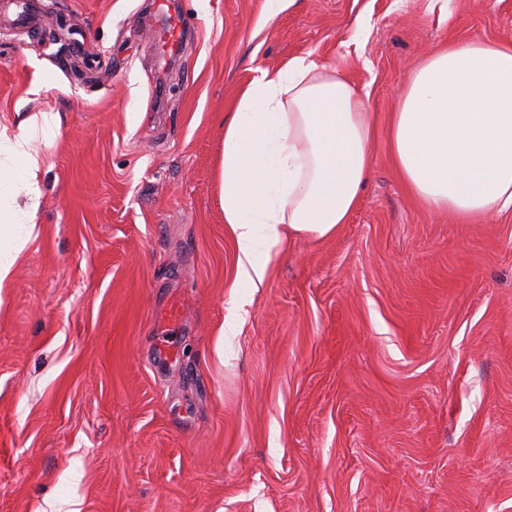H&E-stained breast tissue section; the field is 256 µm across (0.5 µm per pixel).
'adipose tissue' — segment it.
Returning <instances> with one entry per match:
<instances>
[{"instance_id":"1","label":"adipose tissue","mask_w":512,"mask_h":512,"mask_svg":"<svg viewBox=\"0 0 512 512\" xmlns=\"http://www.w3.org/2000/svg\"><path fill=\"white\" fill-rule=\"evenodd\" d=\"M373 129L334 66L297 56L259 70L224 125L221 204L237 274L264 280L286 235L327 238L356 207ZM393 161L425 207L461 219L512 208V43L430 53L389 122Z\"/></svg>"}]
</instances>
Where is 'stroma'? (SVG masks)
<instances>
[{
  "label": "stroma",
  "mask_w": 512,
  "mask_h": 512,
  "mask_svg": "<svg viewBox=\"0 0 512 512\" xmlns=\"http://www.w3.org/2000/svg\"><path fill=\"white\" fill-rule=\"evenodd\" d=\"M33 2L99 68L0 13V132L36 122L41 161L0 162V240L36 224L0 289V512H512V210H427L388 137L433 48L512 42V0ZM303 55L367 93L369 175L253 288L224 119Z\"/></svg>",
  "instance_id": "obj_1"
}]
</instances>
